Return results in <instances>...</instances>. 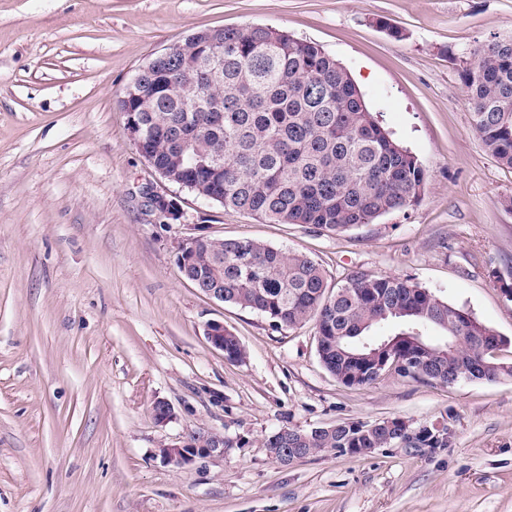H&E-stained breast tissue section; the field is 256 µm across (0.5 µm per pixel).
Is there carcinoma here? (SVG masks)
Masks as SVG:
<instances>
[{
	"label": "carcinoma",
	"mask_w": 512,
	"mask_h": 512,
	"mask_svg": "<svg viewBox=\"0 0 512 512\" xmlns=\"http://www.w3.org/2000/svg\"><path fill=\"white\" fill-rule=\"evenodd\" d=\"M196 58L209 74L158 63L118 104L135 113L141 146L159 170H180L182 185L199 196L272 223L312 225L342 233L410 206L425 170L370 111L335 57L319 45L262 25L224 28V56L204 46ZM471 124L485 149L512 169V36L482 45L462 73ZM185 279L199 289H224V302L266 317L276 328L315 321L323 367L348 387H366L386 373L443 385L448 378L497 382L512 364L482 341L454 349L426 339L439 328L458 335L462 308L409 278L355 273L327 291L311 258L256 240H222L194 254ZM392 322L377 341L412 361L377 374L365 355L366 332ZM394 417L338 422L311 436L309 448H385L400 429ZM409 448H446L448 423L413 427Z\"/></svg>",
	"instance_id": "cac0c4a2"
}]
</instances>
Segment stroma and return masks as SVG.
I'll return each instance as SVG.
<instances>
[{
    "label": "stroma",
    "instance_id": "1",
    "mask_svg": "<svg viewBox=\"0 0 512 512\" xmlns=\"http://www.w3.org/2000/svg\"><path fill=\"white\" fill-rule=\"evenodd\" d=\"M246 24L347 68L425 170L415 205L340 234L186 190L180 219L149 211L166 184L128 139L120 93L189 33ZM510 34L512 0H0V512H512V379L345 386L314 323L274 327L176 264L203 233L307 255L331 286L408 277L494 329L512 363V169L472 130L461 81L475 49ZM212 321L244 359L210 346ZM158 400L175 411L163 426ZM393 417L455 436L289 467L264 446L286 426ZM207 430L223 457L162 461L161 445Z\"/></svg>",
    "mask_w": 512,
    "mask_h": 512
}]
</instances>
